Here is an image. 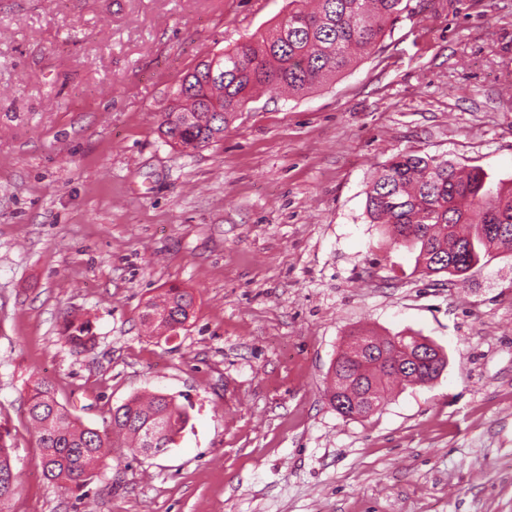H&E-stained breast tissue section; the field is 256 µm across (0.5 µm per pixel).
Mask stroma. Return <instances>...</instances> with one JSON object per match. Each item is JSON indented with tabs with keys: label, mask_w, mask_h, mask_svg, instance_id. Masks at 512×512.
Here are the masks:
<instances>
[{
	"label": "stroma",
	"mask_w": 512,
	"mask_h": 512,
	"mask_svg": "<svg viewBox=\"0 0 512 512\" xmlns=\"http://www.w3.org/2000/svg\"><path fill=\"white\" fill-rule=\"evenodd\" d=\"M288 0H0V427L11 512H512V249L465 277L415 274L366 190L413 151L512 179V0H408L372 53L298 97L257 96L182 152L157 127L203 57ZM195 298L175 340L145 302ZM90 320L93 349L61 339ZM447 356L346 419L325 395L354 331ZM104 430L131 395L191 420L87 487L47 480L35 380ZM9 432L5 433L8 437ZM0 432V512H10L8 504L18 493V480L14 472L11 448Z\"/></svg>",
	"instance_id": "35a3bbf8"
}]
</instances>
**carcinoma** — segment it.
Instances as JSON below:
<instances>
[{
    "label": "carcinoma",
    "mask_w": 512,
    "mask_h": 512,
    "mask_svg": "<svg viewBox=\"0 0 512 512\" xmlns=\"http://www.w3.org/2000/svg\"><path fill=\"white\" fill-rule=\"evenodd\" d=\"M404 0H288V12L254 42L218 55L223 79L210 87L196 77L192 97L180 111L164 112L158 126L164 141L182 150L221 141L228 116L241 111L263 89L300 95L370 54L388 24L402 12ZM366 215L372 224H390L395 243L418 251L415 270L425 276L463 274L489 254L491 247L512 243V232L482 234L488 224L512 226V182H494L482 168L466 174L436 156L402 152L383 165L366 191ZM194 297L170 288L148 300L142 319L159 335L182 329L193 315ZM63 342L73 349L94 345L87 321H67ZM367 364L330 369L329 404L344 418L369 415L364 395L380 402L387 383L424 385L444 367L441 360L407 358L416 351L411 337H369ZM28 417L36 435L38 464L44 476L77 488L88 485L108 465V448L124 445L134 456L145 454L148 433L165 430L152 449L156 455L174 443L189 422L184 405L161 393L132 396L112 411L109 431L100 433L60 404L50 383L40 380L28 393ZM18 493L11 448L0 433V512Z\"/></svg>",
    "instance_id": "cac0c4a2"
}]
</instances>
